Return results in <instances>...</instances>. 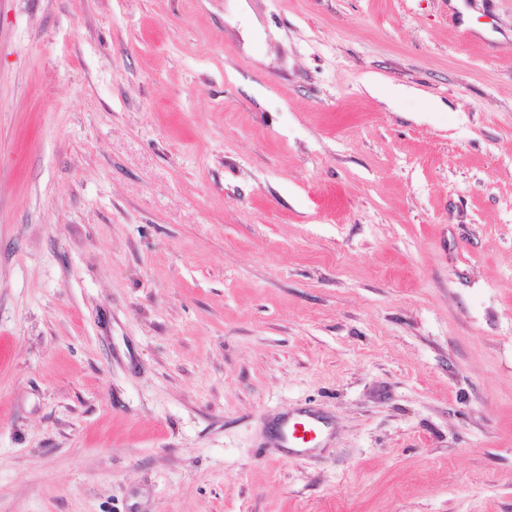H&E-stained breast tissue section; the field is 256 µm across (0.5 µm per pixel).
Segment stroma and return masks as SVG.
Masks as SVG:
<instances>
[{
  "mask_svg": "<svg viewBox=\"0 0 512 512\" xmlns=\"http://www.w3.org/2000/svg\"><path fill=\"white\" fill-rule=\"evenodd\" d=\"M0 512H512V0H0ZM318 433H322V423L319 417L310 411H303L288 420L284 429V436L289 448L295 452L303 449L302 445L314 442Z\"/></svg>",
  "mask_w": 512,
  "mask_h": 512,
  "instance_id": "stroma-1",
  "label": "stroma"
}]
</instances>
